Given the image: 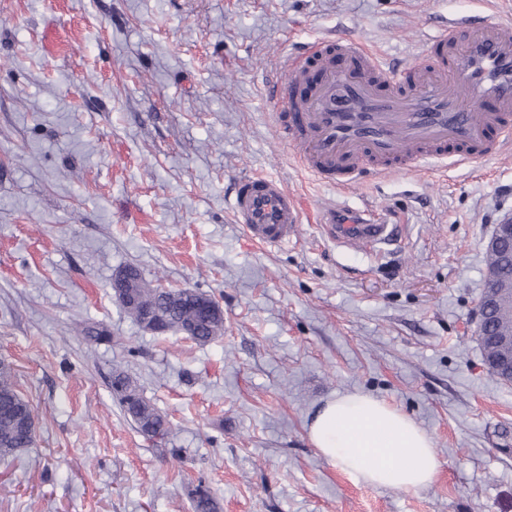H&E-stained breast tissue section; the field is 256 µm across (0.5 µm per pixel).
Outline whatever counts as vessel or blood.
Returning <instances> with one entry per match:
<instances>
[{
    "label": "vessel or blood",
    "mask_w": 512,
    "mask_h": 512,
    "mask_svg": "<svg viewBox=\"0 0 512 512\" xmlns=\"http://www.w3.org/2000/svg\"><path fill=\"white\" fill-rule=\"evenodd\" d=\"M269 97L295 162L334 186H354L368 171L405 174L432 160L490 158L512 142V19L449 24L403 68L356 37H330L308 58L285 59ZM232 210L263 244L300 232L297 198L270 176L237 177ZM326 219L328 234L349 247L372 250L393 235L360 213Z\"/></svg>",
    "instance_id": "obj_1"
}]
</instances>
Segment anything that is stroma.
Returning <instances> with one entry per match:
<instances>
[{
	"instance_id": "1",
	"label": "stroma",
	"mask_w": 512,
	"mask_h": 512,
	"mask_svg": "<svg viewBox=\"0 0 512 512\" xmlns=\"http://www.w3.org/2000/svg\"><path fill=\"white\" fill-rule=\"evenodd\" d=\"M512 0H0V359L36 441L0 459V512H512V386L490 375L473 311L487 241L512 212V148L473 164L366 175L342 190L299 166L269 102L281 60L356 35L407 62L437 28ZM55 27L59 52L44 31ZM302 197L298 241L251 240L241 173ZM403 228L382 257L327 240V208ZM217 300L200 345L144 331L115 272ZM112 339L89 343L76 325ZM125 370L170 423L139 433ZM414 418L439 461L427 488L374 487L313 448L335 394Z\"/></svg>"
}]
</instances>
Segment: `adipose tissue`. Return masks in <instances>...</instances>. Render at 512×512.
Here are the masks:
<instances>
[{
  "instance_id": "obj_1",
  "label": "adipose tissue",
  "mask_w": 512,
  "mask_h": 512,
  "mask_svg": "<svg viewBox=\"0 0 512 512\" xmlns=\"http://www.w3.org/2000/svg\"><path fill=\"white\" fill-rule=\"evenodd\" d=\"M308 437L332 465L372 486L417 491L429 486L438 471L427 432L368 394L326 400L312 417Z\"/></svg>"
}]
</instances>
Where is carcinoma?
I'll list each match as a JSON object with an SVG mask.
<instances>
[{
    "label": "carcinoma",
    "instance_id": "cac0c4a2",
    "mask_svg": "<svg viewBox=\"0 0 512 512\" xmlns=\"http://www.w3.org/2000/svg\"><path fill=\"white\" fill-rule=\"evenodd\" d=\"M488 268L498 272V285L512 290V266L502 267L496 255H488ZM132 288L120 303L125 314L139 323L149 312L159 325V333H177L186 324L195 327L194 341L206 344L224 335V312L209 314L197 306L201 292L191 289L160 290L147 283L140 270L132 265L123 268ZM490 321L497 335L512 334V303L502 315L491 311ZM77 335L87 342H100L107 338V330L97 325L76 329ZM112 393L121 410L130 418L135 428L150 438H163L169 433L167 418L145 400L138 386L125 372L117 370L112 375ZM35 441V411L17 389L11 366H0V457L8 458L31 447ZM194 512H218V503L202 486L191 492Z\"/></svg>",
    "mask_w": 512,
    "mask_h": 512
}]
</instances>
